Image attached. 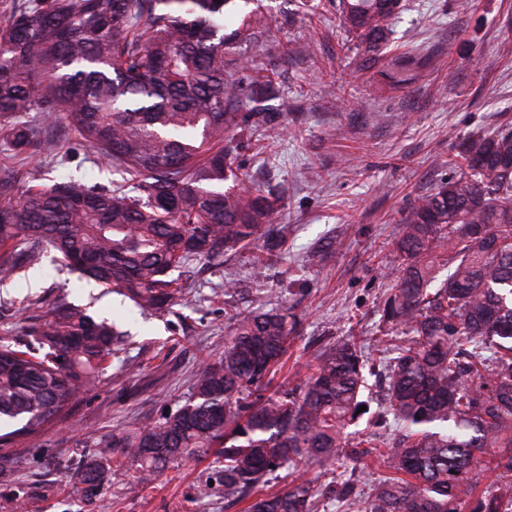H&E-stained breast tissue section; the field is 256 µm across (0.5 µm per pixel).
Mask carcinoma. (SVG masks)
<instances>
[{
  "label": "carcinoma",
  "instance_id": "carcinoma-1",
  "mask_svg": "<svg viewBox=\"0 0 512 512\" xmlns=\"http://www.w3.org/2000/svg\"><path fill=\"white\" fill-rule=\"evenodd\" d=\"M249 0H7L0 24V140L14 158L45 155L63 166L47 127L68 123L88 161L112 175L91 184L70 175L20 182L0 165V271L46 251L61 265L129 299L169 311L190 288L174 272L231 256L266 237L257 275L283 260L288 228L277 200L249 184L229 132L249 88L276 73L247 74L237 48L264 19L251 11L224 33V18ZM401 0H341L358 42L379 53ZM386 79L413 80L394 56ZM31 112L43 123L32 125ZM457 177L418 199L394 242L395 278L371 350L348 334L312 356L311 373L275 381L298 321L279 298L228 312L224 353L196 375L188 397L155 422L112 434L76 475L92 494L108 455L133 463L143 484L171 464L219 449L224 500L244 512H319L316 466L336 483L343 512H512V498L478 490L481 463L512 493V131L464 146ZM29 304L27 340L0 345V423L39 432L60 418L124 350V335L63 301L41 315ZM377 367L390 441L356 436ZM386 473L368 496L344 480L348 466ZM287 467L288 488L268 476Z\"/></svg>",
  "mask_w": 512,
  "mask_h": 512
}]
</instances>
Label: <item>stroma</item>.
I'll return each mask as SVG.
<instances>
[{"label": "stroma", "mask_w": 512, "mask_h": 512, "mask_svg": "<svg viewBox=\"0 0 512 512\" xmlns=\"http://www.w3.org/2000/svg\"><path fill=\"white\" fill-rule=\"evenodd\" d=\"M268 26L247 54L254 70H275L274 87L253 105L286 100L270 152L262 131L235 130L236 160L256 188L281 195L288 227L282 263L253 274V251L190 267L191 293L171 314L143 315L130 301L87 284L53 262L0 274V345L22 340L27 301L64 297L127 334V372L109 368L67 415L40 433H11L0 447V512H239L225 508L214 456L195 457L140 485L131 465L85 496L73 478L104 435L156 421L191 390L195 375L224 348V282L239 308L284 292L299 333L277 379L301 383L312 353L347 334L376 337L377 306L393 277L392 242L418 197L456 175L463 143L512 129V0H404L386 52L415 56V79L390 86L342 24L336 0H259ZM345 235L326 261L316 245Z\"/></svg>", "instance_id": "35a3bbf8"}]
</instances>
